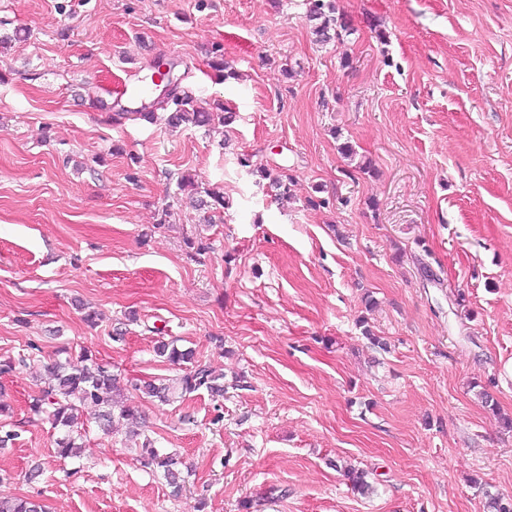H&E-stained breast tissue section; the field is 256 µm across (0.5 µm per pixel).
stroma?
<instances>
[{
    "label": "stroma",
    "mask_w": 512,
    "mask_h": 512,
    "mask_svg": "<svg viewBox=\"0 0 512 512\" xmlns=\"http://www.w3.org/2000/svg\"><path fill=\"white\" fill-rule=\"evenodd\" d=\"M335 3L349 29L322 44L307 0H0V359L28 357L0 376L19 433L0 496L48 512L512 498V432L480 397L512 416V0ZM159 62L211 126L95 109ZM268 172L288 173L287 198ZM184 176L225 207H191ZM160 340L222 373L223 396L134 390L186 372ZM86 351L189 469L180 496L94 406L80 470L57 457L29 397L45 364Z\"/></svg>",
    "instance_id": "35a3bbf8"
}]
</instances>
